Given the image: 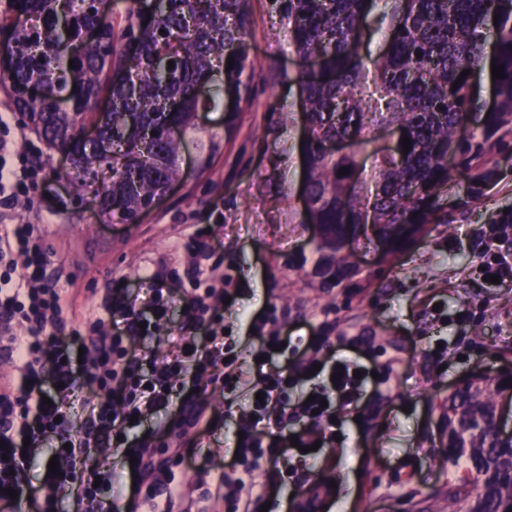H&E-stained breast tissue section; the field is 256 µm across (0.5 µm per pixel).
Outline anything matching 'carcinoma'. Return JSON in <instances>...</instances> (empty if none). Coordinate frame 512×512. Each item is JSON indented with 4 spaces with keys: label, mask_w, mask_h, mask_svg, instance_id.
Returning <instances> with one entry per match:
<instances>
[{
    "label": "carcinoma",
    "mask_w": 512,
    "mask_h": 512,
    "mask_svg": "<svg viewBox=\"0 0 512 512\" xmlns=\"http://www.w3.org/2000/svg\"><path fill=\"white\" fill-rule=\"evenodd\" d=\"M8 0L12 62L0 74L18 111L48 148L65 151L67 176L81 200L133 224L142 209L182 177L186 143L205 170L230 138L248 102L253 63L251 0ZM288 44L311 68L299 74V103L311 134L303 139L307 222L322 230L315 274L333 288L354 262L339 249L360 224L399 247L402 224H446L448 189L468 206L493 177L484 160L494 136L512 130V0H273ZM383 39L371 54L370 45ZM234 65H228V57ZM496 60L493 105L485 106L473 74ZM173 62L168 67L167 62ZM470 70L464 79L461 72ZM461 81L453 86L455 81ZM45 90L28 98L20 90ZM224 111V128L202 131V112ZM473 123L457 136L461 119ZM97 126L110 152L82 138ZM180 137L169 135L171 129ZM396 134L393 153L377 156L373 131ZM410 151H402V138ZM346 141L350 150L325 154ZM455 154L460 162L448 166ZM347 173L339 175V170ZM440 403L449 421L448 462L462 474L448 484V512H512V451L494 426L505 373Z\"/></svg>",
    "instance_id": "obj_1"
}]
</instances>
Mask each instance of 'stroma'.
<instances>
[{"label": "stroma", "instance_id": "1", "mask_svg": "<svg viewBox=\"0 0 512 512\" xmlns=\"http://www.w3.org/2000/svg\"><path fill=\"white\" fill-rule=\"evenodd\" d=\"M252 16L251 103L206 172L186 158L182 180L159 206L138 223L122 224L82 202L66 176V158L45 150L39 160L46 185L15 207L14 218L48 217L55 253L47 273L73 280L81 306L98 305L119 278L136 288L161 262L179 285L188 262L171 259L173 245L210 229L223 244L224 285L232 295L224 325L242 352L276 334L291 356L314 336L324 342V356L358 361L373 374L358 409L340 414V444L317 449L291 479L283 460L255 472L269 500L293 512L324 486L326 512H446L438 493L458 472L441 449L439 403L475 369L512 367V285L489 286L480 271L486 250L512 256V236L492 242L486 235L498 212L512 207V136L495 152L493 178L477 199L461 208L447 195V223L432 226L395 260L357 242V272L324 290L313 274L315 229L301 201L296 78L303 63L272 0H252ZM438 302L448 320L435 315ZM443 338L448 348L441 351L436 344ZM198 388L214 415L210 426L177 427L173 412L163 411L141 427L155 457L181 453L179 473L193 491L200 474L215 476L233 464L224 435L242 423L238 406L222 393L203 381ZM276 471L281 480H272Z\"/></svg>", "mask_w": 512, "mask_h": 512}]
</instances>
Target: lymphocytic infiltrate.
Segmentation results:
<instances>
[{"instance_id":"lymphocytic-infiltrate-1","label":"lymphocytic infiltrate","mask_w":512,"mask_h":512,"mask_svg":"<svg viewBox=\"0 0 512 512\" xmlns=\"http://www.w3.org/2000/svg\"><path fill=\"white\" fill-rule=\"evenodd\" d=\"M24 130L14 129L8 114H0V351L21 373L19 384L0 387V502L28 506L33 512H58L72 499L73 512H116L127 501L130 512H168L162 494H176L178 458L153 460L141 455L145 440L136 424L159 409H179L185 424L204 419L209 406L186 396V379H207L234 399L246 394L243 439L233 440L238 458L232 471L219 475L212 496L228 502L233 512H261L267 502L265 486L253 471L290 451L273 437L274 430L295 425L298 444L328 447L343 434L337 411L357 408L367 381L357 378V363L334 362L329 384H319V344L286 367L272 363L280 336H265L241 366L224 342V271L210 264L211 235L195 230L176 243V250L197 254L199 263L186 272L181 288H170L161 272L145 273L138 293L109 289L102 304L88 311L86 326L102 328L93 356L79 362L68 337L75 315L70 283L50 277L46 261L50 245L36 224L14 222L12 211L29 199L43 182V168L34 156L19 151ZM181 306L183 325L170 340L163 358L133 355L142 336L153 335ZM97 387L99 400L74 406L77 383ZM309 383L308 392L292 387ZM55 439L58 472L48 473L41 490H33L24 473L33 462L30 452L46 439ZM111 447L123 458H134L136 486L125 490L111 473L80 465L91 449Z\"/></svg>"}]
</instances>
